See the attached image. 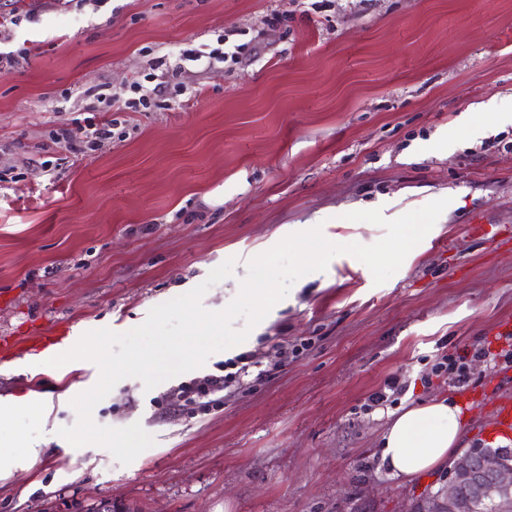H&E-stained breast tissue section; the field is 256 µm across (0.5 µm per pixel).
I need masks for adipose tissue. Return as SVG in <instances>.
<instances>
[{
  "label": "adipose tissue",
  "mask_w": 512,
  "mask_h": 512,
  "mask_svg": "<svg viewBox=\"0 0 512 512\" xmlns=\"http://www.w3.org/2000/svg\"><path fill=\"white\" fill-rule=\"evenodd\" d=\"M461 408L433 397L390 413L381 433L380 459L388 474L408 479L444 465L462 441Z\"/></svg>",
  "instance_id": "obj_1"
}]
</instances>
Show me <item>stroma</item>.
Wrapping results in <instances>:
<instances>
[{
  "instance_id": "35a3bbf8",
  "label": "stroma",
  "mask_w": 512,
  "mask_h": 512,
  "mask_svg": "<svg viewBox=\"0 0 512 512\" xmlns=\"http://www.w3.org/2000/svg\"><path fill=\"white\" fill-rule=\"evenodd\" d=\"M311 2L0 0V49L29 52L0 73V337L128 331L231 258L202 299L219 311L248 260L290 227L371 245L384 229L349 212L394 219L450 200L387 282L335 256L201 368L150 390L119 381L93 419L153 437L129 465L58 434L76 421L69 390L97 382L94 363H0V442L45 449L0 479V512H86L103 499L132 512H417L444 471L390 478L378 438L389 410L434 395L460 403L463 445H503L490 427L512 396V335L500 331L512 251L471 222L512 229V125L475 138L459 121L512 100V0ZM227 30L235 59L181 73L155 108L117 113L95 149L53 143L54 130L80 139L107 120L79 91L130 99L133 83L174 65L171 49L219 48ZM247 352L256 365L218 402L174 399ZM459 362L469 381L454 387L435 367ZM21 396L46 414L13 410Z\"/></svg>"
}]
</instances>
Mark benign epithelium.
<instances>
[{"instance_id": "7a95c632", "label": "benign epithelium", "mask_w": 512, "mask_h": 512, "mask_svg": "<svg viewBox=\"0 0 512 512\" xmlns=\"http://www.w3.org/2000/svg\"><path fill=\"white\" fill-rule=\"evenodd\" d=\"M489 497L512 500V448L494 451L476 442L452 461L426 512H456L463 498L478 504Z\"/></svg>"}]
</instances>
